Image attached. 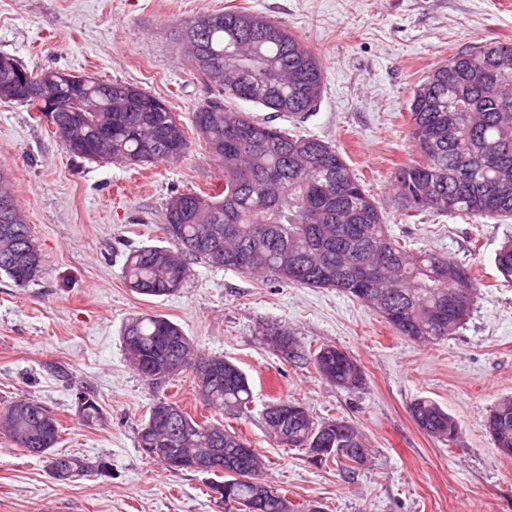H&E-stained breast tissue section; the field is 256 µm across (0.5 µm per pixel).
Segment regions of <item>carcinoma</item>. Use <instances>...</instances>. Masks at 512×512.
<instances>
[{"label": "carcinoma", "instance_id": "1", "mask_svg": "<svg viewBox=\"0 0 512 512\" xmlns=\"http://www.w3.org/2000/svg\"><path fill=\"white\" fill-rule=\"evenodd\" d=\"M180 37L190 49L194 71L224 90L193 112L196 133L208 157L224 171V189L210 194L180 192L169 198L164 229L170 245L143 246L127 256L124 278L132 291L168 296L182 287L190 264H205L244 275L266 274L284 284L335 288L366 304L400 335L434 342L454 335L473 308L454 306L448 297L476 289L468 270L435 250L411 252L394 238L373 198L335 147L314 137L290 135L230 109L239 99L277 113L306 115L323 91L320 58L282 23L260 13L226 10L187 21ZM23 65L0 56V85L17 82ZM44 95L62 104L54 134L73 155L149 166L183 156L188 148L183 124L158 97L141 87L103 82L89 74L51 70L31 73ZM410 136L420 159L401 167L392 181L394 201L405 216L416 211L469 217L512 218V44L490 43L458 52L434 68L414 90L409 104ZM246 126L251 143L236 147L228 132ZM275 174L270 179L269 174ZM29 224L8 189L0 168V275L25 288L44 274V263ZM360 264L375 274L358 287L351 269ZM498 272L512 279V239L495 259ZM265 336H284L287 359L298 345L286 328L267 326ZM123 349L136 371L157 383L212 365L219 373L200 391V403L224 416L240 418L253 401L246 373L221 356L197 354L182 328L160 314H145L125 325ZM326 382L359 389L364 373L357 361L335 346L313 356ZM293 401L275 399L263 419L271 437L294 448L327 447L317 461H345L356 470L369 449L359 430L344 419L316 421L304 410L277 424L268 410ZM168 406L171 416H155ZM410 415L427 435L452 442L455 418L432 400L411 403ZM497 448H512V397L490 410L485 427ZM60 420L41 403L20 397L0 410V430L14 445L47 459L51 474L65 482L88 471L78 456L57 453ZM137 447L164 448L182 457L223 449L208 488L233 480L224 503L244 512H295L288 497L260 480L262 460L249 441L207 416L198 421L176 402L149 408L136 436ZM236 448H248L235 456Z\"/></svg>", "mask_w": 512, "mask_h": 512}]
</instances>
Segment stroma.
Returning <instances> with one entry per match:
<instances>
[{"label": "stroma", "instance_id": "stroma-1", "mask_svg": "<svg viewBox=\"0 0 512 512\" xmlns=\"http://www.w3.org/2000/svg\"><path fill=\"white\" fill-rule=\"evenodd\" d=\"M281 22L320 58L324 89L315 111L289 118L232 99L229 107L342 153L386 222L410 251L433 249L466 266L478 294L466 323L448 338L421 343L398 335L364 303L333 288L282 284L194 262L183 288L148 297L127 287L134 248L165 244L164 212L177 192L205 191L221 171L197 140L192 114L222 97L184 62L179 31L197 15L225 8ZM512 43V0H0V56L30 70H67L136 84L179 114L188 152L142 168L72 155L45 120L0 101V166L27 215L45 275L26 288L0 276V408L26 396L61 421L59 451L90 466L68 483L45 459L0 433V512H229L203 475L145 458L136 432L157 400L204 415L193 379L142 378L122 348L127 321L161 314L196 349L221 355L249 377L253 403L232 420L264 462L265 483L297 512H512V457L484 423L512 396V280L495 256L512 223L420 212L403 218L391 194L398 168L416 159L409 137L414 88L456 52ZM278 324L301 358L286 360L263 334ZM336 346L365 381L347 391L323 380L312 356ZM96 396L102 424L87 426L76 395ZM275 396L318 421L342 418L367 439L369 462L312 464L305 452L271 439L262 420ZM436 401L459 423L454 442L425 434L411 402ZM107 473H97L98 462Z\"/></svg>", "mask_w": 512, "mask_h": 512}]
</instances>
